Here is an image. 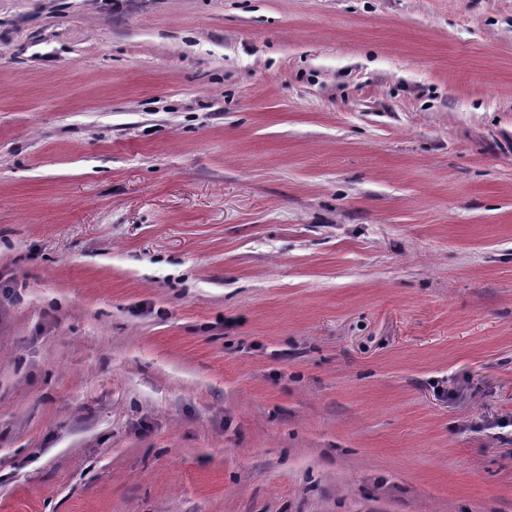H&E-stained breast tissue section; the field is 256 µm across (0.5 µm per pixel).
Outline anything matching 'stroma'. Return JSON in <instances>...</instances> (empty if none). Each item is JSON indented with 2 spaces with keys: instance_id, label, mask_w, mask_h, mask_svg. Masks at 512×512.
<instances>
[{
  "instance_id": "stroma-1",
  "label": "stroma",
  "mask_w": 512,
  "mask_h": 512,
  "mask_svg": "<svg viewBox=\"0 0 512 512\" xmlns=\"http://www.w3.org/2000/svg\"><path fill=\"white\" fill-rule=\"evenodd\" d=\"M512 0H0V512H512Z\"/></svg>"
}]
</instances>
